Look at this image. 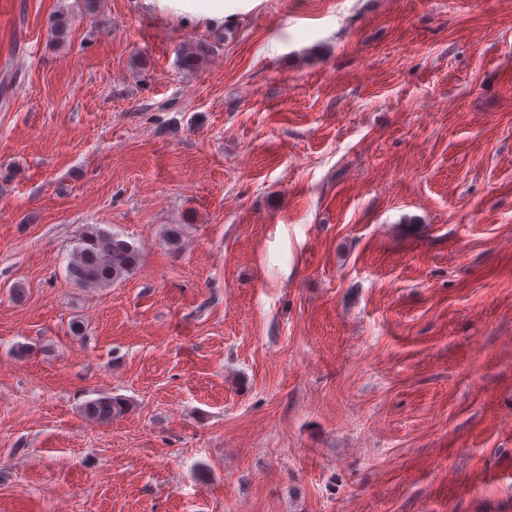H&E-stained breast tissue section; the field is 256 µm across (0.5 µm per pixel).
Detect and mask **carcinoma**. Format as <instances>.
<instances>
[{"label":"carcinoma","instance_id":"cac0c4a2","mask_svg":"<svg viewBox=\"0 0 512 512\" xmlns=\"http://www.w3.org/2000/svg\"><path fill=\"white\" fill-rule=\"evenodd\" d=\"M210 47L199 44L189 50H180L181 69L193 72L203 67ZM139 262V251L116 233L90 228L85 231L73 249L66 265L68 279L80 288H106L122 279ZM125 410V402L109 395L85 402L82 411L86 417L107 423Z\"/></svg>","mask_w":512,"mask_h":512}]
</instances>
